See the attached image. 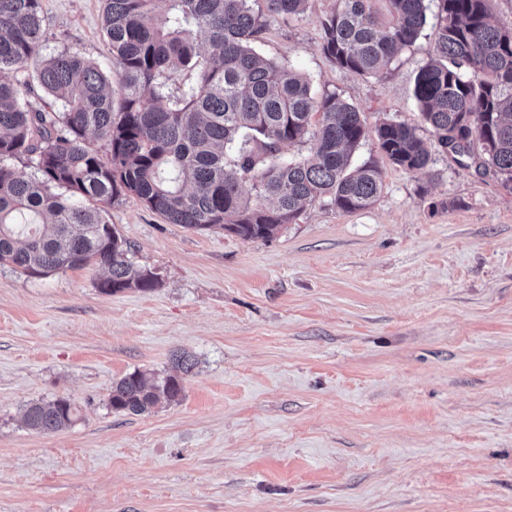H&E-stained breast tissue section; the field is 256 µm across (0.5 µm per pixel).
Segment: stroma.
<instances>
[{
    "instance_id": "1",
    "label": "stroma",
    "mask_w": 512,
    "mask_h": 512,
    "mask_svg": "<svg viewBox=\"0 0 512 512\" xmlns=\"http://www.w3.org/2000/svg\"><path fill=\"white\" fill-rule=\"evenodd\" d=\"M45 54L101 66L102 0H43ZM332 0L270 20L261 52L368 125L419 121L433 28L377 78L322 52ZM366 210L308 206L269 239L167 223L136 198L106 218L155 290L100 293L98 269L0 266V512H512V187L438 152L382 159ZM200 365L179 403L105 405L113 381ZM80 411L29 429L32 401ZM78 411L70 399L57 397L50 401L31 402L25 409L24 418L32 430L50 434L72 426Z\"/></svg>"
}]
</instances>
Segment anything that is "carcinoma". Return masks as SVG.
I'll use <instances>...</instances> for the list:
<instances>
[{"instance_id":"cac0c4a2","label":"carcinoma","mask_w":512,"mask_h":512,"mask_svg":"<svg viewBox=\"0 0 512 512\" xmlns=\"http://www.w3.org/2000/svg\"><path fill=\"white\" fill-rule=\"evenodd\" d=\"M309 0H103L105 71L77 52L45 56L42 0H0V265L35 277L101 268L98 291L150 292L159 274L137 264L103 205L132 196L170 224L267 239L323 200L344 213L369 208L383 187L374 161L352 164L367 137L362 112L261 55L268 23L305 13ZM491 0H333L322 51L336 68L379 77L435 20V46L414 97L433 144L416 127L375 125L382 156L420 171L439 148L459 167L512 183V30ZM36 68L29 70L30 63ZM193 73L179 91L171 75ZM39 89L53 105L37 109ZM308 145L288 157L283 147ZM25 158L28 178L7 161ZM250 184L251 199L244 192ZM186 351L174 373L135 370L112 382L107 407L142 415L182 398L197 368ZM66 397L34 401L29 428L74 424Z\"/></svg>"}]
</instances>
